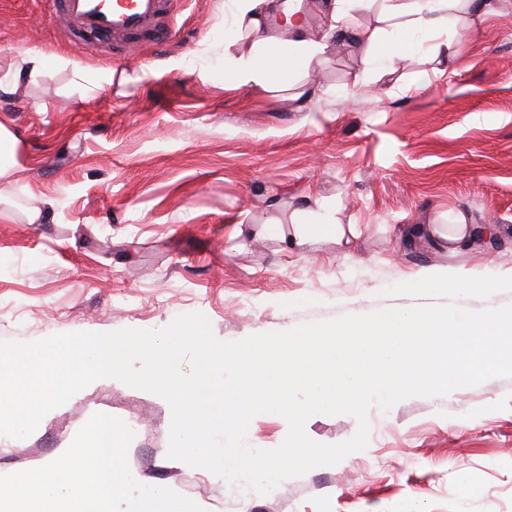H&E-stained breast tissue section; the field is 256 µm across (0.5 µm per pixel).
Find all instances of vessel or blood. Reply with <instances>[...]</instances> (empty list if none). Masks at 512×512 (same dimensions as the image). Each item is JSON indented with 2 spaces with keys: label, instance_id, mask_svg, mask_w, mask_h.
<instances>
[{
  "label": "vessel or blood",
  "instance_id": "obj_1",
  "mask_svg": "<svg viewBox=\"0 0 512 512\" xmlns=\"http://www.w3.org/2000/svg\"><path fill=\"white\" fill-rule=\"evenodd\" d=\"M72 38L87 36L134 51L166 47L175 35L174 0H48Z\"/></svg>",
  "mask_w": 512,
  "mask_h": 512
}]
</instances>
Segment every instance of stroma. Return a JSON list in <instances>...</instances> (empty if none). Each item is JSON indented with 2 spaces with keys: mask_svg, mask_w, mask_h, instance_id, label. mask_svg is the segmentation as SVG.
Masks as SVG:
<instances>
[{
  "mask_svg": "<svg viewBox=\"0 0 512 512\" xmlns=\"http://www.w3.org/2000/svg\"><path fill=\"white\" fill-rule=\"evenodd\" d=\"M457 11L436 62L429 41L394 71L328 48L287 88L227 84L250 41L237 0H180L176 37L125 56L73 46L45 0H0V79L22 54L41 76L0 95L12 168L0 178V341L156 329L199 312L216 338L344 314L442 304L388 294L428 274L512 276V0ZM318 99L298 105L301 82ZM40 210L29 223L32 210ZM330 214L338 243L288 244L289 225ZM496 246L448 248L400 229L457 216ZM137 421L128 464L203 512H512V378L369 412V442L265 496L168 458L171 409L97 381L19 440L0 435V475L58 458L95 413ZM348 415L306 422L314 441L357 431Z\"/></svg>",
  "mask_w": 512,
  "mask_h": 512,
  "instance_id": "obj_1",
  "label": "stroma"
}]
</instances>
